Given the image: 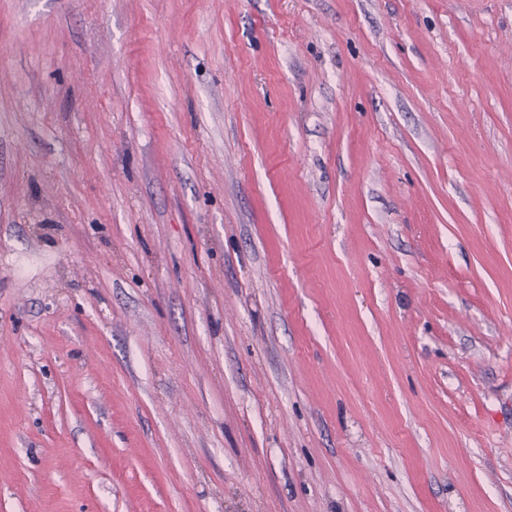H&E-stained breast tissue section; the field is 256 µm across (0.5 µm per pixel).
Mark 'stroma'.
Returning a JSON list of instances; mask_svg holds the SVG:
<instances>
[{
    "mask_svg": "<svg viewBox=\"0 0 512 512\" xmlns=\"http://www.w3.org/2000/svg\"><path fill=\"white\" fill-rule=\"evenodd\" d=\"M0 512H512V0H0Z\"/></svg>",
    "mask_w": 512,
    "mask_h": 512,
    "instance_id": "1",
    "label": "stroma"
}]
</instances>
